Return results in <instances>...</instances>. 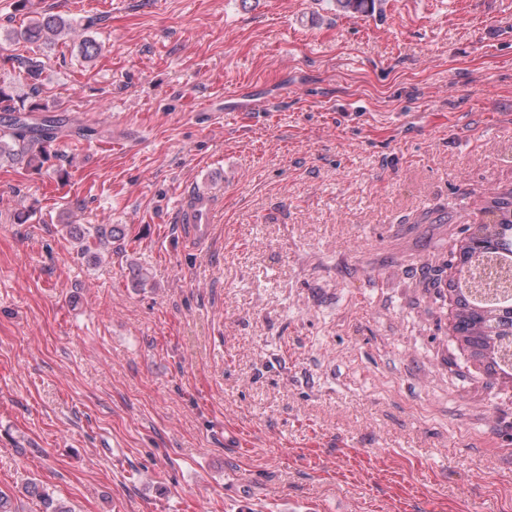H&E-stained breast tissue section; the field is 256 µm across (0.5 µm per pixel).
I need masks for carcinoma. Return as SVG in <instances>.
Listing matches in <instances>:
<instances>
[{
	"label": "carcinoma",
	"mask_w": 512,
	"mask_h": 512,
	"mask_svg": "<svg viewBox=\"0 0 512 512\" xmlns=\"http://www.w3.org/2000/svg\"><path fill=\"white\" fill-rule=\"evenodd\" d=\"M344 13H365L374 0H335ZM72 30V24L56 15H40L15 33L16 38L37 43L49 41ZM0 121V161L27 158L28 163L41 162L46 144L54 139L63 119H47L30 123L21 115L8 113ZM467 244L456 257L457 276L448 282L454 302L455 339L470 358L484 367L489 376L499 374L512 378V189L493 194L479 215ZM494 264L499 268L503 284L485 287L482 272ZM27 492L43 501L47 512H69L67 507L41 491L31 482Z\"/></svg>",
	"instance_id": "carcinoma-1"
}]
</instances>
